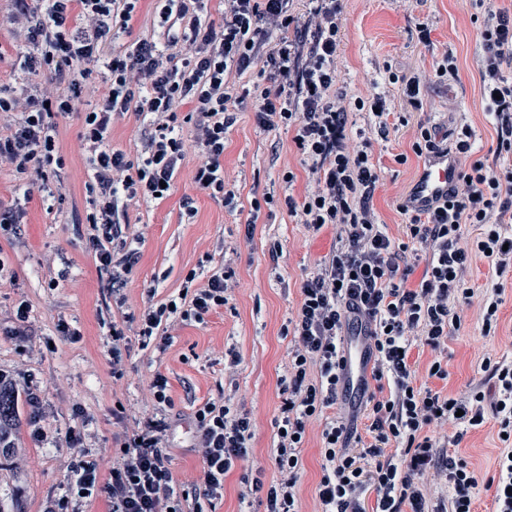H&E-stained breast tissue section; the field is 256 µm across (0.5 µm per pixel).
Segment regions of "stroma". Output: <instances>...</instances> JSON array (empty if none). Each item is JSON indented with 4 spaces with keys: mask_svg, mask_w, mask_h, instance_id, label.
<instances>
[{
    "mask_svg": "<svg viewBox=\"0 0 512 512\" xmlns=\"http://www.w3.org/2000/svg\"><path fill=\"white\" fill-rule=\"evenodd\" d=\"M466 0H343L337 50V94L347 99L378 93L390 114L386 123L369 113L348 114L350 140H370L371 161L381 172L371 205L378 223L390 235L403 234L404 217L397 202L405 195L422 163L412 150L418 125L429 127L439 144H448L461 126L472 130L475 156H492L495 121L481 98L479 61L483 48ZM458 65L456 78H437L435 67L445 53ZM420 80V108L411 107L402 84L389 72ZM224 136V184L235 194L232 204L192 186L193 163L185 161L167 195L130 208L126 222L140 233L138 262L124 289L126 303L106 305L102 282L90 248L89 180L78 149L82 121L73 115L59 122V147L65 165L55 197L34 193L26 211L23 241L0 235V261L11 283L0 288V310L30 306L32 341L39 353L20 356L21 342L7 335L9 319H0V368H18L42 381V440L28 432L20 439L28 454L20 466L0 456V512H44L50 500L66 491L69 449L58 447L59 433L81 428L102 470L128 431L143 416L148 386L155 375L168 380L172 424L171 463L174 480L185 487L200 483L201 460L193 449L195 411L219 396L248 412L255 435L247 462L224 477V496L216 512H244L243 481L275 475L271 450L275 420L283 394L291 339L284 329L301 301V288L336 241L333 227L308 229L290 217L285 195L303 200L314 183L308 164L297 151L293 129L257 128L252 108L236 110ZM293 173L285 183V173ZM230 260L238 286L223 308L204 322H185L174 332L165 353L142 348L140 315L149 304L164 302L195 272L203 285L213 268ZM495 335H483L476 308L464 313L460 330L448 339V377H429L433 355L414 345L410 363L415 383L436 391L462 393L487 383L480 368L483 353L512 359V288L499 307ZM66 324L69 335L58 326ZM129 337L123 378L112 376L107 344L112 326ZM53 352H46V345ZM235 352L240 363L228 369L224 357ZM321 422L306 432L298 494L303 512H319L316 487L322 476ZM498 427L487 421L464 432L447 453L494 474L500 442Z\"/></svg>",
    "mask_w": 512,
    "mask_h": 512,
    "instance_id": "obj_1",
    "label": "stroma"
}]
</instances>
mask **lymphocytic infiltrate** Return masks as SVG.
<instances>
[{
  "label": "lymphocytic infiltrate",
  "mask_w": 512,
  "mask_h": 512,
  "mask_svg": "<svg viewBox=\"0 0 512 512\" xmlns=\"http://www.w3.org/2000/svg\"><path fill=\"white\" fill-rule=\"evenodd\" d=\"M156 2L165 44L143 37L119 52L112 38L127 31L139 0H0V13L24 41L18 66L32 76L0 86V173L12 178L23 198L49 191L50 172L65 164L59 121L81 114L79 142L90 177L86 222L104 288L121 305L138 261L122 234L121 216L153 201L190 153L197 159L196 188L232 203L233 193L224 190V133L231 111L252 107L263 130L293 127V141L309 161L317 188L300 202L285 196V206L309 229L336 226L339 245L304 282L301 302L288 320L292 340L276 421V476L267 486L257 478L246 483L241 500L262 491L265 512H300L302 448L309 423L319 419L322 512H365L361 496L368 489L376 495L374 512H427L423 479L429 474L448 488L440 512H473L482 485L493 490L494 512H512V361L483 355L481 368L493 382L490 397L477 388L451 396L419 387L408 361L413 342H420L434 355L429 376L447 379L443 353L471 303L479 305L484 335L498 326L505 279L512 273V234L505 227L512 220V167L499 162L512 155V80L504 75L512 68V16L495 9L494 0H469L484 49L481 94L498 124L496 160L474 157L472 133L461 127L449 149L456 184L429 211L413 210L408 197L400 198L397 209L406 218L401 241L377 223L370 207L380 175L369 141L346 143L349 109L380 111L384 104L378 94L351 102L336 93L339 0H317L305 17L293 15L288 0H224L218 24L208 14L207 0ZM256 68L265 72V83L235 92L236 78ZM131 113L148 126L132 156L111 142L113 125ZM186 123L192 126L187 139L181 134ZM469 224L476 225L475 236H465ZM414 245L425 270L413 286L407 253ZM478 258L495 278L491 293L480 297L466 282ZM234 276L230 267H217L201 287L146 309L142 346L166 351L178 325L203 321L224 307L236 286ZM352 330L373 356L375 380L393 383L389 395H368L371 439L356 452L348 446V421L322 415L336 403L344 336ZM22 395L39 407L32 379L0 368V453L18 459L25 446L16 439L13 416ZM150 395V411L126 436L108 478L100 477L83 432L72 428L61 437L73 463L65 495L45 512H69L71 503L98 498L108 512H204V504L222 498L225 474L250 453L249 414L232 408L226 397L196 410L194 446L203 481L186 490L174 482L171 428L158 416L171 403L164 375H155ZM490 418L503 439L496 471L488 478L444 454L447 440L430 433L448 423L478 429ZM388 448L399 450L398 462L384 460Z\"/></svg>",
  "instance_id": "f902f5d3"
}]
</instances>
